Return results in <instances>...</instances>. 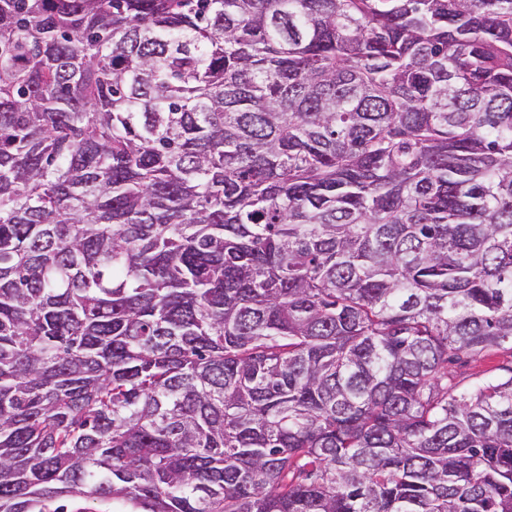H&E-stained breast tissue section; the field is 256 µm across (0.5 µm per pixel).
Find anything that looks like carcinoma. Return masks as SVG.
I'll return each instance as SVG.
<instances>
[{"instance_id":"cac0c4a2","label":"carcinoma","mask_w":512,"mask_h":512,"mask_svg":"<svg viewBox=\"0 0 512 512\" xmlns=\"http://www.w3.org/2000/svg\"><path fill=\"white\" fill-rule=\"evenodd\" d=\"M512 0H0V512H512ZM503 366H512V351L495 348L480 355H461L457 363L448 365V371L453 382L469 386L503 373ZM65 505L64 512H126L130 510L128 506L121 501H112L111 499L92 500L80 495L65 497L56 502L53 507Z\"/></svg>"}]
</instances>
